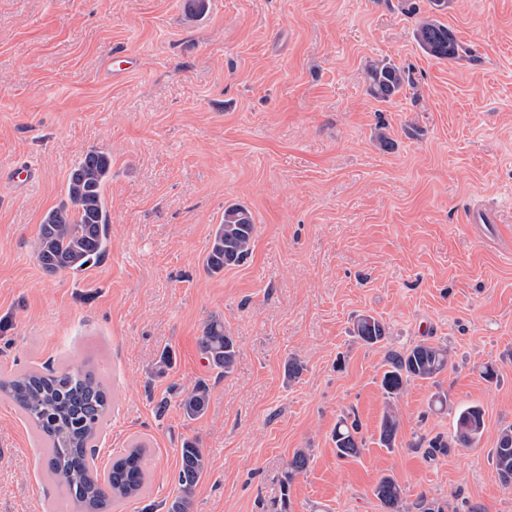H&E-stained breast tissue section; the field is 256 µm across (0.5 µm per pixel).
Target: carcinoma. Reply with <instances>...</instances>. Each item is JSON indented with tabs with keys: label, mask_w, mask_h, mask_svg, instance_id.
<instances>
[{
	"label": "carcinoma",
	"mask_w": 512,
	"mask_h": 512,
	"mask_svg": "<svg viewBox=\"0 0 512 512\" xmlns=\"http://www.w3.org/2000/svg\"><path fill=\"white\" fill-rule=\"evenodd\" d=\"M431 14L424 17L415 38L424 52L438 59H454L466 48L448 26L434 14L448 6V0H428ZM369 93L381 102H390L409 83L406 70L394 63L376 61L368 69ZM112 173L110 156L91 149L78 159L69 174V205L49 211L40 224L36 242L37 259L49 274L81 271L102 258L107 251L109 218L104 188ZM255 224L243 205L224 208V219L213 234L206 255L207 270L220 273L251 255ZM353 334L363 344L373 346L386 339L385 323L370 314H361L353 323ZM199 348L210 369L220 376L230 374L237 357L234 337L224 331V321H208ZM448 348L421 341L403 352L391 354L389 369L381 387L388 399H395L412 380H430L448 369ZM9 399L36 431L42 443L46 474L64 490L74 512H112V504L135 498L144 492L147 473L145 445L139 441L116 458L109 471L101 473L95 465V441L105 425L109 411L107 392L94 371L85 366L59 370L27 369L0 377V397ZM209 385L200 381L180 395L179 408L185 418L195 420L207 410ZM399 419L388 405L379 426V440L389 447L395 441ZM485 427L484 413L477 406L459 410L453 443L475 445ZM359 423L347 415L333 432L336 454L341 458L359 453L356 434ZM303 450L288 461L285 482L290 483L308 465ZM207 468L203 449L194 440L180 448L177 475L178 494L167 512H192L191 492ZM495 473L505 486L512 484V429L502 431L495 448ZM384 512H401L402 489L389 476L380 478L374 488Z\"/></svg>",
	"instance_id": "carcinoma-1"
}]
</instances>
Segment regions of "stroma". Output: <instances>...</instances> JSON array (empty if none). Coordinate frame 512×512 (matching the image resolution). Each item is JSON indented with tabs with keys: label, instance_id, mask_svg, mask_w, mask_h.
Here are the masks:
<instances>
[{
	"label": "stroma",
	"instance_id": "stroma-1",
	"mask_svg": "<svg viewBox=\"0 0 512 512\" xmlns=\"http://www.w3.org/2000/svg\"><path fill=\"white\" fill-rule=\"evenodd\" d=\"M0 0V373L84 360L106 383L109 424L95 464L146 445L143 495L115 512H165L184 440L208 469L193 512H382L392 477L403 512H512L493 458L512 427V0H448L437 18L466 52L424 53L402 0ZM134 67L106 75L114 52ZM389 59L410 83L385 103L368 68ZM388 126L392 148L374 138ZM112 157L105 256L46 274L35 240L67 201L84 152ZM21 164L35 183L10 179ZM232 204L256 231L251 256L209 273L213 230ZM388 328L367 346L357 315ZM224 322L238 355L217 375L198 341ZM447 345L448 369L409 382L383 446L390 352ZM171 365L161 368L162 352ZM301 373L288 378V362ZM498 379L482 377L486 365ZM210 387L204 416L177 394ZM448 408L434 412V393ZM485 430L430 454L459 409ZM362 442L342 459L337 421ZM308 465L291 484L297 450ZM30 427L0 399V512H47L60 496ZM350 419V415L340 418L333 432L336 454L341 458L354 457L359 453L360 446L356 439L359 423L355 416L351 422ZM373 492L384 511L401 512L403 492L394 479L389 476L380 478Z\"/></svg>",
	"mask_w": 512,
	"mask_h": 512
}]
</instances>
